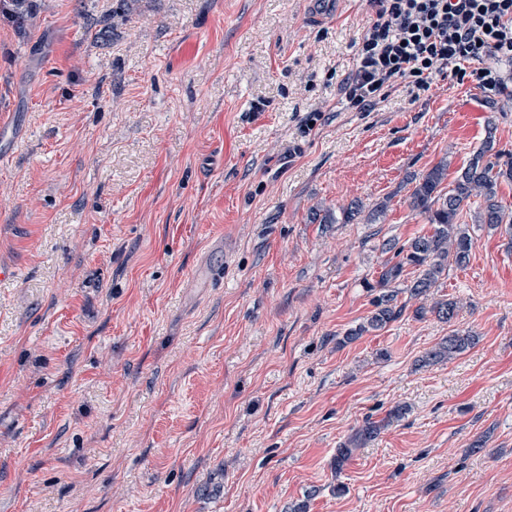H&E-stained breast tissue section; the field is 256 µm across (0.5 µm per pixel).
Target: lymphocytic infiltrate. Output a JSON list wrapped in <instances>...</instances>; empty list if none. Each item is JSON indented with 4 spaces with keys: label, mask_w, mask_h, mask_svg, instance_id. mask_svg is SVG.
<instances>
[{
    "label": "lymphocytic infiltrate",
    "mask_w": 512,
    "mask_h": 512,
    "mask_svg": "<svg viewBox=\"0 0 512 512\" xmlns=\"http://www.w3.org/2000/svg\"><path fill=\"white\" fill-rule=\"evenodd\" d=\"M375 15L355 42L341 86L345 108L368 111L392 89L419 98L438 76L504 88L512 64V0H370Z\"/></svg>",
    "instance_id": "f902f5d3"
}]
</instances>
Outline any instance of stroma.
<instances>
[{"label": "stroma", "mask_w": 512, "mask_h": 512, "mask_svg": "<svg viewBox=\"0 0 512 512\" xmlns=\"http://www.w3.org/2000/svg\"><path fill=\"white\" fill-rule=\"evenodd\" d=\"M35 4L0 19V512H512V238L480 199L453 322L403 293L346 338L383 242L429 229L416 178L512 158V66L359 112L368 0ZM355 200L385 217L312 220ZM34 0H1L0 19H5L16 25L18 29L24 27L25 22L33 23L36 18ZM475 338L470 334L452 332L443 337L421 357L420 366L429 367L447 362L474 344ZM404 413L405 412L402 407H395L391 409L387 416L380 421H371L370 419H366L364 424L356 430L351 443L357 446L364 445L375 440L381 433L382 429L392 422L401 419Z\"/></svg>", "instance_id": "1"}]
</instances>
